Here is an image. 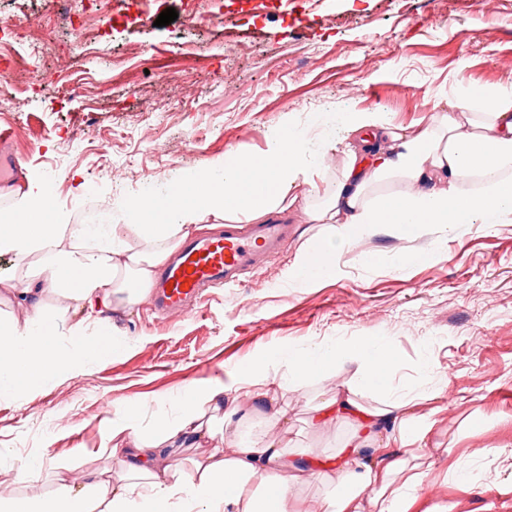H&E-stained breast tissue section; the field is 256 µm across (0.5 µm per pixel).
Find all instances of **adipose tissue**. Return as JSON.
Returning <instances> with one entry per match:
<instances>
[{"label": "adipose tissue", "mask_w": 512, "mask_h": 512, "mask_svg": "<svg viewBox=\"0 0 512 512\" xmlns=\"http://www.w3.org/2000/svg\"><path fill=\"white\" fill-rule=\"evenodd\" d=\"M322 131L293 122L281 126L262 154L233 149L222 162L189 171L164 190L147 189L127 199L121 223L71 224L54 204L51 185L26 177L9 189L11 207L0 213V254L28 261L24 276L0 278V291L23 301V320H0V397H17L58 377L120 352L125 334L110 314L146 297L157 271L186 237L207 219L256 220L273 211L302 208L320 225L288 269L291 280L315 284L336 276L341 254L366 235L416 236L464 224L512 222V88H463L422 127L398 126L380 109L321 114ZM358 136L343 153L334 182L323 183L325 160L337 143ZM402 183L399 191L381 184ZM307 187L312 202L297 191ZM60 298L64 308L50 306ZM71 312L73 349L59 348L58 322ZM94 334H86V327ZM354 366L336 394L315 409V421L353 419L355 429L338 455L324 464L335 488L318 506L289 489L305 483L307 469L288 461L285 437L256 438L242 432V400L287 427L285 391L330 371ZM393 351L364 336L288 345L237 372L235 396L224 387H189L173 417L149 418L142 402L127 404L109 419L113 446L124 458L109 481H60L50 496L15 498L0 512H403L396 481L412 484L408 459L387 449L382 431L392 421L402 443L423 440L431 424L417 416V400L437 397L422 385L402 391L392 384ZM280 372L271 382L270 371ZM379 394L376 405L361 401ZM229 436V448L193 461L195 481L185 483L166 449ZM381 453L366 463L362 450Z\"/></svg>", "instance_id": "ef3b65f1"}]
</instances>
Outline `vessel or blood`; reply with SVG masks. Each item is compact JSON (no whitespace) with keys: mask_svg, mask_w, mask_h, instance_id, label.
<instances>
[{"mask_svg":"<svg viewBox=\"0 0 512 512\" xmlns=\"http://www.w3.org/2000/svg\"><path fill=\"white\" fill-rule=\"evenodd\" d=\"M287 238V223L276 219L250 225L244 232L230 225L222 235L185 243L162 271L157 306L179 312L189 300L201 298L205 289L238 282L246 270L277 255Z\"/></svg>","mask_w":512,"mask_h":512,"instance_id":"1","label":"vessel or blood"}]
</instances>
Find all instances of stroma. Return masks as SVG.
Wrapping results in <instances>:
<instances>
[{
  "label": "stroma",
  "instance_id": "obj_1",
  "mask_svg": "<svg viewBox=\"0 0 512 512\" xmlns=\"http://www.w3.org/2000/svg\"><path fill=\"white\" fill-rule=\"evenodd\" d=\"M0 0V127L12 131V183L52 182L79 218L117 208L185 170L241 149L260 154L288 119L334 109L430 122L459 87L512 86V0H205L212 20L187 23V0ZM178 18L159 27L166 8ZM80 50H73V43ZM286 217L281 255L236 288L213 289L182 313L149 300L118 313L126 347L103 364L18 398L0 399V498L45 497L58 480L117 469L106 413L133 401L175 411L188 386H231L269 350L324 338L376 336L395 352L393 382L441 390L416 412L434 419L407 512H512V223L467 224L447 243L372 233L345 251L335 279L285 278L303 239ZM428 252L423 264L397 258ZM371 253L387 255L377 266ZM428 372H421V363ZM338 371L284 394L296 462L333 456L348 424L310 423L311 408L345 381Z\"/></svg>",
  "mask_w": 512,
  "mask_h": 512
}]
</instances>
